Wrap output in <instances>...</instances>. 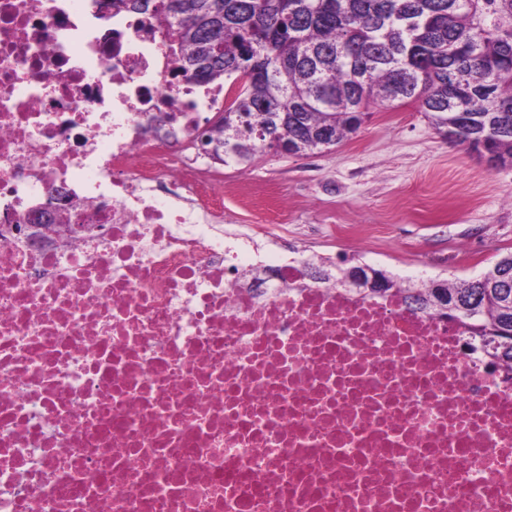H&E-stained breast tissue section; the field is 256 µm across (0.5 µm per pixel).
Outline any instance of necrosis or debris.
I'll return each instance as SVG.
<instances>
[{
	"label": "necrosis or debris",
	"mask_w": 512,
	"mask_h": 512,
	"mask_svg": "<svg viewBox=\"0 0 512 512\" xmlns=\"http://www.w3.org/2000/svg\"><path fill=\"white\" fill-rule=\"evenodd\" d=\"M159 17L0 0V512H512L462 327L225 234ZM51 244L26 223L54 194Z\"/></svg>",
	"instance_id": "4bbe7bcc"
}]
</instances>
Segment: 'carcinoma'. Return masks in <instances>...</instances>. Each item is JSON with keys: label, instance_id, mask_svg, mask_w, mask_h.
I'll return each instance as SVG.
<instances>
[{"label": "carcinoma", "instance_id": "obj_1", "mask_svg": "<svg viewBox=\"0 0 512 512\" xmlns=\"http://www.w3.org/2000/svg\"><path fill=\"white\" fill-rule=\"evenodd\" d=\"M116 10L164 15L183 75L229 83L224 163H250L270 137L293 153L332 147L356 134L369 106L418 100L452 145L512 165V0H111ZM334 267L344 282L360 264ZM370 298L398 294L420 311L462 323L512 375V253L479 276L415 284L372 269Z\"/></svg>", "mask_w": 512, "mask_h": 512}]
</instances>
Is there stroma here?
<instances>
[{
    "mask_svg": "<svg viewBox=\"0 0 512 512\" xmlns=\"http://www.w3.org/2000/svg\"><path fill=\"white\" fill-rule=\"evenodd\" d=\"M224 229L305 257H356L405 278L471 279L512 252V167L453 146L419 102L370 106L321 153L216 164Z\"/></svg>",
    "mask_w": 512,
    "mask_h": 512,
    "instance_id": "obj_1",
    "label": "stroma"
}]
</instances>
